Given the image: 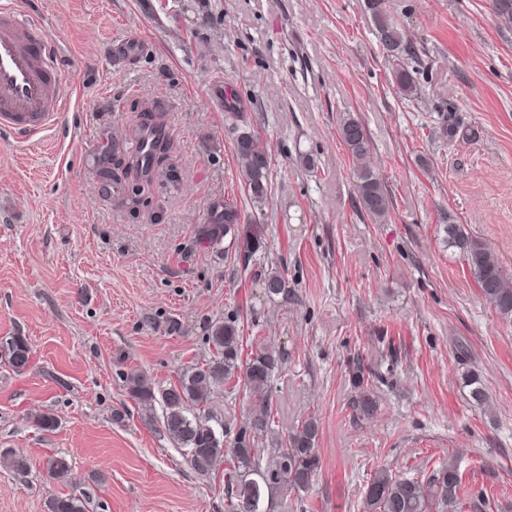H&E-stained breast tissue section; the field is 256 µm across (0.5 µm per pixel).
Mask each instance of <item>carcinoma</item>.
I'll list each match as a JSON object with an SVG mask.
<instances>
[{"mask_svg":"<svg viewBox=\"0 0 512 512\" xmlns=\"http://www.w3.org/2000/svg\"><path fill=\"white\" fill-rule=\"evenodd\" d=\"M494 15L504 27H512V0H492ZM379 44L393 61L392 81L403 98H418L419 86L405 64L409 51L404 30L387 12L384 0H365ZM340 137L356 162V193L360 207L376 219L388 213V193L379 177L367 164L370 142L364 126L355 118L345 119ZM236 155L240 174L251 196L261 201L267 194L270 157L257 135L250 132L236 139ZM239 223L237 209L224 202V212L214 217L207 230L210 242L218 244ZM447 242L463 255L483 297L500 314L512 316V288L508 277L493 252L474 239L461 224H448ZM238 244L245 253H255L262 246L260 229L251 227L239 236ZM269 296L282 294L288 288L279 271L264 278ZM208 341L214 360L183 370L177 383L156 389L144 377L128 375L129 396L145 407L160 402L163 407V429L179 448L186 450L193 470L207 474L216 459L224 455L226 438L234 434L232 467L226 473L229 512H249L243 498H254L268 506L276 498L298 494L308 489L321 459L317 448L319 423L312 417L301 421L285 436L275 434V418L269 388L272 377L281 367L279 352L261 349L247 364H242V334L237 319L225 318L212 323ZM31 349L26 337L0 336V363L15 372L23 371L30 360ZM244 372V381L253 399L243 425L236 432L210 409L211 390ZM352 381L358 394L352 406L364 416L373 414L377 401L373 397L361 358L352 361ZM460 478L450 461L425 479L399 478L386 469L375 471L365 495V512H456L459 505ZM86 501L77 495L59 497L50 503V512H86Z\"/></svg>","mask_w":512,"mask_h":512,"instance_id":"cac0c4a2","label":"carcinoma"}]
</instances>
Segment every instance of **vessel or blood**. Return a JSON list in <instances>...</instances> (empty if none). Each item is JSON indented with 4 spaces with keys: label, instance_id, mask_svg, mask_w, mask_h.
Masks as SVG:
<instances>
[{
    "label": "vessel or blood",
    "instance_id": "b4317fda",
    "mask_svg": "<svg viewBox=\"0 0 512 512\" xmlns=\"http://www.w3.org/2000/svg\"><path fill=\"white\" fill-rule=\"evenodd\" d=\"M66 105L45 28L22 15L13 0H0V128L37 135ZM157 137L152 129L138 137L135 156L141 167L151 166Z\"/></svg>",
    "mask_w": 512,
    "mask_h": 512
}]
</instances>
